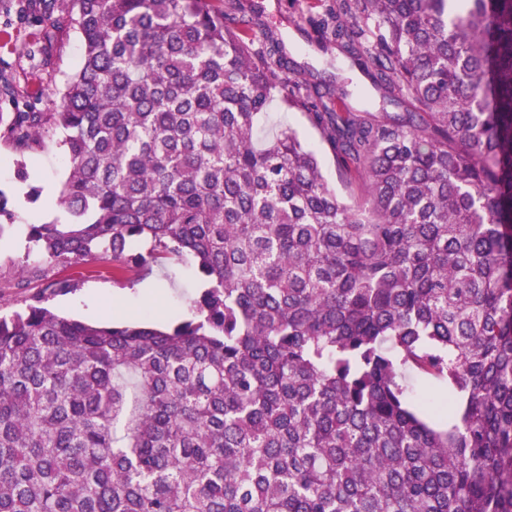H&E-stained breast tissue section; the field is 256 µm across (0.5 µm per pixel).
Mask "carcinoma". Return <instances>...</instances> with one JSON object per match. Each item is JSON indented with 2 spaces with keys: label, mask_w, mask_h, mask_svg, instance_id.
<instances>
[{
  "label": "carcinoma",
  "mask_w": 512,
  "mask_h": 512,
  "mask_svg": "<svg viewBox=\"0 0 512 512\" xmlns=\"http://www.w3.org/2000/svg\"><path fill=\"white\" fill-rule=\"evenodd\" d=\"M216 2L28 0L41 72L64 34L84 46L54 111L0 116L20 156L63 132L71 221L28 225V252L186 257L207 287L171 327L40 295L0 316V512H512V0L301 11L406 107L379 116L290 65L249 0ZM277 96L362 199L295 132L256 141ZM409 383L413 386L415 393L422 399L445 409L446 406L448 407V390L442 386L424 381L416 376H410Z\"/></svg>",
  "instance_id": "cac0c4a2"
}]
</instances>
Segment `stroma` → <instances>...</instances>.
Returning a JSON list of instances; mask_svg holds the SVG:
<instances>
[{"mask_svg": "<svg viewBox=\"0 0 512 512\" xmlns=\"http://www.w3.org/2000/svg\"><path fill=\"white\" fill-rule=\"evenodd\" d=\"M255 2L264 20L282 38L288 58L297 68L337 76L355 109L379 112L378 92L342 54L306 43L297 25L298 9L291 0ZM82 52L78 34H67L60 45L55 74L44 77V93L34 102L37 109L51 110L56 90L78 69ZM286 128L319 152L323 174L344 202L351 203L362 196L360 185L349 187L343 182L332 154L306 114L278 99L262 116L259 135L269 137ZM66 176V156L59 138L50 139L45 149L22 157L0 144V193L15 213L14 224L0 231V312L20 309L31 295L39 294L55 312L91 323L142 320L168 325L192 318L193 305L203 291V278L191 261L171 257L148 271L133 265L119 271L108 256L46 266L28 255V225L68 219L64 208L48 211L43 198L45 191L59 192ZM60 279L70 280L69 292L54 290V282Z\"/></svg>", "mask_w": 512, "mask_h": 512, "instance_id": "stroma-1", "label": "stroma"}]
</instances>
